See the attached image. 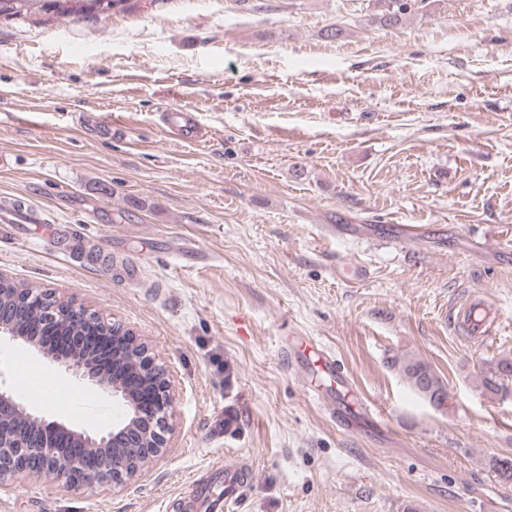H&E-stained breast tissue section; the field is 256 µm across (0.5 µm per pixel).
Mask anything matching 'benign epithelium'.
I'll return each mask as SVG.
<instances>
[{"label":"benign epithelium","mask_w":512,"mask_h":512,"mask_svg":"<svg viewBox=\"0 0 512 512\" xmlns=\"http://www.w3.org/2000/svg\"><path fill=\"white\" fill-rule=\"evenodd\" d=\"M27 313L41 325H82L87 331L110 334L113 357L126 372L104 375L84 351L62 355L46 350L32 332L17 328V320ZM2 339L38 349L44 359L121 400L127 417L103 434L47 421L29 412L0 379V486L37 469L56 475L69 488L122 485L165 454L171 432V381L150 345L132 330L105 321L73 299L43 297L22 286L11 289V303H0Z\"/></svg>","instance_id":"obj_1"}]
</instances>
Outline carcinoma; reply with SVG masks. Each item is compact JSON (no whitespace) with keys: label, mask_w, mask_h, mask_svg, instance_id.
I'll list each match as a JSON object with an SVG mask.
<instances>
[{"label":"carcinoma","mask_w":512,"mask_h":512,"mask_svg":"<svg viewBox=\"0 0 512 512\" xmlns=\"http://www.w3.org/2000/svg\"><path fill=\"white\" fill-rule=\"evenodd\" d=\"M377 13L372 21L381 27H394L412 11L417 0H376ZM131 0H0V17L26 19L36 12L56 17L81 18L98 13H125L131 11ZM393 366L407 382L411 390L425 401L442 406L447 398L446 386L432 366L419 359L401 358L393 360ZM502 376H512V362L501 361L496 370L485 376L483 385L490 391L499 390Z\"/></svg>","instance_id":"1"}]
</instances>
